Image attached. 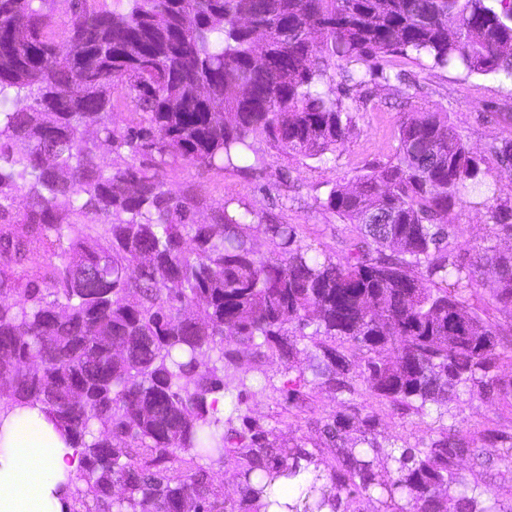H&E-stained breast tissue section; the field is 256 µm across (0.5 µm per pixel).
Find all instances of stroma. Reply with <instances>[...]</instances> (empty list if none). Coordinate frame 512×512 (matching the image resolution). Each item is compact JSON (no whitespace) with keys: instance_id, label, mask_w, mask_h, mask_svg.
<instances>
[{"instance_id":"35a3bbf8","label":"stroma","mask_w":512,"mask_h":512,"mask_svg":"<svg viewBox=\"0 0 512 512\" xmlns=\"http://www.w3.org/2000/svg\"><path fill=\"white\" fill-rule=\"evenodd\" d=\"M383 74L353 93L349 102L353 129L335 160L289 157L270 149L265 140L256 145L268 153L264 171L228 169L217 172L186 164L166 174L168 188L180 192L193 187L212 203L236 197L263 215L297 225L302 243L343 256L355 231L338 216L322 210L335 183L355 184L358 177L393 161L398 127L407 113H447L464 139L481 154L512 138V81L493 75L465 76L453 67H434L424 59L391 55L382 63ZM487 183L496 184L494 198L479 200L464 195L448 213L454 227L449 249L455 259L470 260L489 233V212L497 200L512 196V170L490 160ZM466 299L480 315L495 323L501 333L504 355L498 373L512 381V309L493 303L484 289L467 293ZM356 412L377 422L380 438L418 445L434 438L441 427L473 439L483 453L481 464L461 461L458 469L466 479H478L483 488L496 493L504 504L512 503V462L504 452L512 447V405L497 397L449 401L443 420L422 416L360 389L357 395L336 393L312 386L305 403L289 405L283 393L254 386L241 407L243 415L257 420L280 443H298L321 457L335 451L324 446L319 423L330 414Z\"/></svg>"}]
</instances>
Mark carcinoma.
Returning a JSON list of instances; mask_svg holds the SVG:
<instances>
[{
    "label": "carcinoma",
    "mask_w": 512,
    "mask_h": 512,
    "mask_svg": "<svg viewBox=\"0 0 512 512\" xmlns=\"http://www.w3.org/2000/svg\"><path fill=\"white\" fill-rule=\"evenodd\" d=\"M53 4L0 0V412L39 405L79 449L68 512H260L281 478L288 512H350L371 491L377 512H512L459 476L476 455L459 435L383 445L371 417L338 412L322 425L333 465L216 409L269 380L226 393L237 347L291 371L304 341L317 363L284 385L292 405L310 383L353 396L360 382L441 419L453 397L505 390L499 330L463 293L512 308V251L494 244L512 238V205L491 210L472 266L446 255L448 210L486 185L446 113L407 115L394 162L319 202L357 231L341 258L165 179L183 163L262 169L259 137L329 161L353 124L323 91L336 58L355 88L393 54L512 77V0H70L63 19ZM229 462L235 499L215 484Z\"/></svg>",
    "instance_id": "carcinoma-1"
}]
</instances>
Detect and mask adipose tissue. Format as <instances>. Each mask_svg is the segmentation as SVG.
I'll list each match as a JSON object with an SVG mask.
<instances>
[{
  "label": "adipose tissue",
  "instance_id": "obj_1",
  "mask_svg": "<svg viewBox=\"0 0 512 512\" xmlns=\"http://www.w3.org/2000/svg\"><path fill=\"white\" fill-rule=\"evenodd\" d=\"M80 466L78 449L40 408L0 416V512H65L67 481Z\"/></svg>",
  "mask_w": 512,
  "mask_h": 512
}]
</instances>
